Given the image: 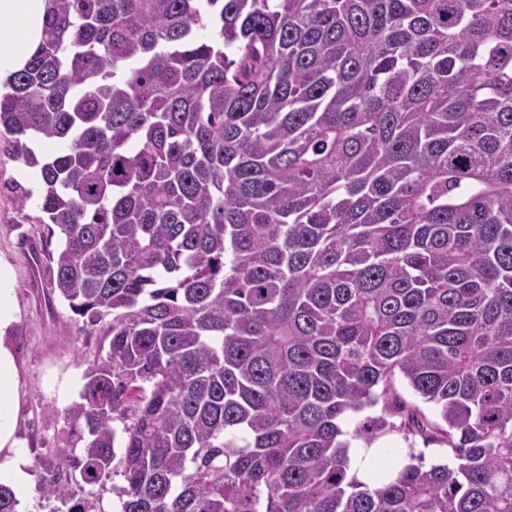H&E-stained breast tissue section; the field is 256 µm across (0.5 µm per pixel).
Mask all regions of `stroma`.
<instances>
[{"instance_id": "obj_1", "label": "stroma", "mask_w": 512, "mask_h": 512, "mask_svg": "<svg viewBox=\"0 0 512 512\" xmlns=\"http://www.w3.org/2000/svg\"><path fill=\"white\" fill-rule=\"evenodd\" d=\"M22 166V161L13 158L1 141L0 256L14 267L22 310L17 340L24 391L20 424L31 442L32 482L37 485L46 461L68 444L65 411L56 397L46 391L45 381L53 374H67L73 378L75 387H82L86 369L104 355L109 338L106 324L87 326L59 299L50 298V275L46 269L36 268L32 257L43 250H55L58 240L49 236L46 225L40 223L35 201L20 205L11 191L17 183L34 194L40 191L39 179L22 178ZM393 422L394 430L379 436V443L388 448L409 449L422 456L427 467L454 463L455 456L447 444L428 442L407 432L401 417H394Z\"/></svg>"}]
</instances>
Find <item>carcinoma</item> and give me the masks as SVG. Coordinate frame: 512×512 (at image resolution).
<instances>
[{"mask_svg":"<svg viewBox=\"0 0 512 512\" xmlns=\"http://www.w3.org/2000/svg\"><path fill=\"white\" fill-rule=\"evenodd\" d=\"M10 88L51 293L109 322L53 512H512V0H48ZM378 404L455 465L349 474ZM394 388L395 393L399 396L400 400L408 405H417L429 422L440 423L436 405L433 403H426L421 400V398L417 397L406 382L398 376L394 381Z\"/></svg>","mask_w":512,"mask_h":512,"instance_id":"carcinoma-1","label":"carcinoma"}]
</instances>
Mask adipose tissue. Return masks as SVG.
I'll use <instances>...</instances> for the list:
<instances>
[{
	"label": "adipose tissue",
	"instance_id": "obj_1",
	"mask_svg": "<svg viewBox=\"0 0 512 512\" xmlns=\"http://www.w3.org/2000/svg\"><path fill=\"white\" fill-rule=\"evenodd\" d=\"M46 0H0V97L41 40ZM21 309L12 265L0 257V483L19 504L32 496V458L19 431L21 379L15 332Z\"/></svg>",
	"mask_w": 512,
	"mask_h": 512
}]
</instances>
